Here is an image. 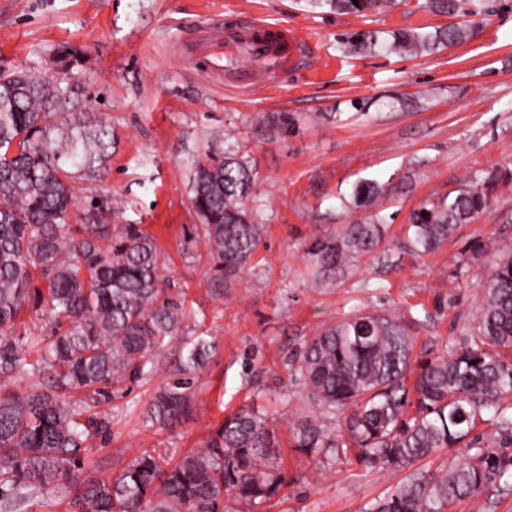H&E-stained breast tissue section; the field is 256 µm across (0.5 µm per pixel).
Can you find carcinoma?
<instances>
[{
    "label": "carcinoma",
    "mask_w": 512,
    "mask_h": 512,
    "mask_svg": "<svg viewBox=\"0 0 512 512\" xmlns=\"http://www.w3.org/2000/svg\"><path fill=\"white\" fill-rule=\"evenodd\" d=\"M462 0H427L435 13L467 15ZM401 0H306L312 8L365 14ZM476 23L455 22L432 32L396 31L387 48L406 55L434 53L473 36ZM68 55L63 77L34 78L0 69V378L22 375L15 389L0 384V512H228L233 501L259 512L286 484L274 418L254 409L230 415L204 448L177 459L144 450L117 475L82 478L87 451L111 431L112 416L97 411L107 387L150 378L183 320L168 292L154 238L139 224H112L97 207L75 216L70 172L88 159L76 138H53V119L68 127L80 78ZM512 171L495 170L463 184L455 195L415 210L412 241L430 253L490 207L489 195ZM255 168L233 150L207 151L195 161L192 206L211 259L209 287L219 299L251 261L264 235L255 198ZM381 185L352 190L358 208H376ZM78 223H73V219ZM385 240L378 215L366 224L313 238L306 249L315 272L377 250ZM477 327L466 347L421 364L406 384L412 338L399 318L358 312L305 341L289 376L316 410L289 428L293 447L333 461L358 449L366 467L404 470L447 448L466 454L425 479L408 478L372 512H445L456 501L512 477V454L481 446L469 435L483 415L512 441V258L482 281ZM51 325L30 340L17 331L23 313ZM38 347L37 358L29 349ZM214 339L196 336L185 356L145 404L151 427L169 428L193 409L195 385L215 352ZM79 392L84 397L75 398ZM416 413H408L409 408Z\"/></svg>",
    "instance_id": "cac0c4a2"
}]
</instances>
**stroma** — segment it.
<instances>
[{"label":"stroma","mask_w":512,"mask_h":512,"mask_svg":"<svg viewBox=\"0 0 512 512\" xmlns=\"http://www.w3.org/2000/svg\"><path fill=\"white\" fill-rule=\"evenodd\" d=\"M476 35L434 54L391 52L395 31L424 32L450 19L426 0H402L366 15L310 10L304 0H0V66L61 78L58 56L74 53L83 82L76 106L93 134L107 116L112 139L72 169L77 209L118 206L112 221L153 235L173 296L184 299L178 338L152 379L113 388L101 408L112 430L85 460L84 476H113L142 449L177 458L202 447L224 417L257 407L280 429L314 409L285 364L326 325L363 311L399 317L413 337V363L463 346L477 323L484 278L512 256V181L490 209L431 253L418 252L408 217L426 201L494 169H512V0H467ZM229 28L261 20L305 42L296 72L250 86L199 73L178 51L201 14ZM378 37L362 51L356 37ZM257 168L265 224L253 260L222 298L209 292L206 245L192 236L194 162L228 145ZM382 184L385 242L315 280L304 248L342 224L368 222L353 186ZM486 251H477L479 243ZM214 337L193 415L167 430L142 412L174 370L189 336ZM445 450L406 471L380 473L356 458L326 464L282 447L287 482L263 512H368L407 475H428L461 458Z\"/></svg>","instance_id":"obj_1"}]
</instances>
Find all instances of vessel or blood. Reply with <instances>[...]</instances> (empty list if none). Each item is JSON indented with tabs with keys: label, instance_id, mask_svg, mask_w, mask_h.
I'll return each instance as SVG.
<instances>
[{
	"label": "vessel or blood",
	"instance_id": "b4317fda",
	"mask_svg": "<svg viewBox=\"0 0 512 512\" xmlns=\"http://www.w3.org/2000/svg\"><path fill=\"white\" fill-rule=\"evenodd\" d=\"M233 49L244 50L264 65L266 73L272 74L288 70L300 46L287 31L272 32L262 24L229 34L206 24L179 44L181 55L198 64L204 74L216 78L223 77L225 54Z\"/></svg>",
	"mask_w": 512,
	"mask_h": 512
}]
</instances>
